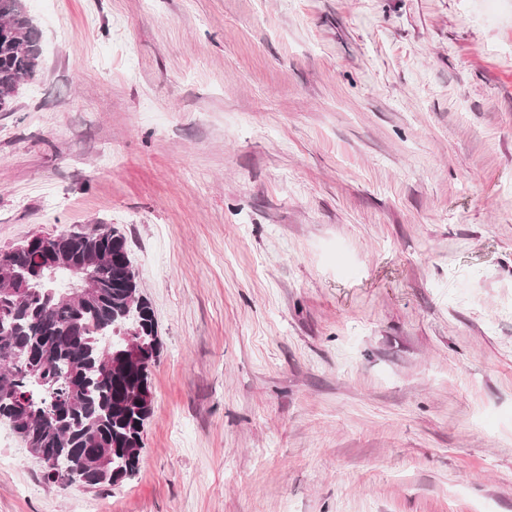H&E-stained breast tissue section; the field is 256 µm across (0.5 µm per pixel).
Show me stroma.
Returning <instances> with one entry per match:
<instances>
[{"label": "stroma", "instance_id": "obj_1", "mask_svg": "<svg viewBox=\"0 0 512 512\" xmlns=\"http://www.w3.org/2000/svg\"><path fill=\"white\" fill-rule=\"evenodd\" d=\"M0 249L109 224L161 354L136 475L0 512H512V0H25Z\"/></svg>", "mask_w": 512, "mask_h": 512}]
</instances>
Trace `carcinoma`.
Masks as SVG:
<instances>
[{
    "instance_id": "carcinoma-1",
    "label": "carcinoma",
    "mask_w": 512,
    "mask_h": 512,
    "mask_svg": "<svg viewBox=\"0 0 512 512\" xmlns=\"http://www.w3.org/2000/svg\"><path fill=\"white\" fill-rule=\"evenodd\" d=\"M0 112L41 69V32L24 0H0ZM59 257L68 274L96 281L77 301L46 269ZM126 239L109 224L34 234L0 250V421L34 457H51L48 482L117 486L140 463L152 413L149 368L160 356L154 310L140 293ZM133 329L149 349L134 360L116 329Z\"/></svg>"
}]
</instances>
